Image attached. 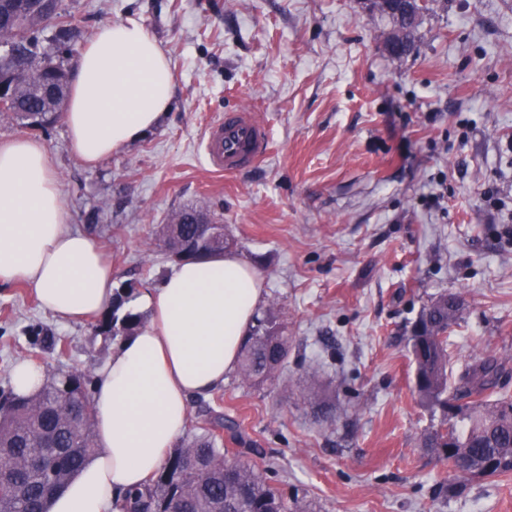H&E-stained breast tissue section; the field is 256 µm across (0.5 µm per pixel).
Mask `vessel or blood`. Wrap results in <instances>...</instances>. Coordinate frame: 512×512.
<instances>
[{
  "label": "vessel or blood",
  "mask_w": 512,
  "mask_h": 512,
  "mask_svg": "<svg viewBox=\"0 0 512 512\" xmlns=\"http://www.w3.org/2000/svg\"><path fill=\"white\" fill-rule=\"evenodd\" d=\"M267 127L255 112L240 108L226 111L205 134L209 165L220 173H233L256 165L268 153Z\"/></svg>",
  "instance_id": "b4317fda"
}]
</instances>
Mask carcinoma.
<instances>
[{
	"label": "carcinoma",
	"mask_w": 512,
	"mask_h": 512,
	"mask_svg": "<svg viewBox=\"0 0 512 512\" xmlns=\"http://www.w3.org/2000/svg\"><path fill=\"white\" fill-rule=\"evenodd\" d=\"M369 8L394 22L395 33L388 46L403 45L395 57L409 54L418 23L398 16L384 0H370ZM64 15L61 0H54L50 13L28 11V0H0V28L13 32L11 45L0 46V75L15 73L23 58L33 67L54 72L42 84L17 83L9 103L0 105L1 115L33 127L49 125L63 112L69 95L67 70L63 63H53L39 34L47 21ZM198 229L185 222L163 225L168 252L197 238ZM124 304L123 294L116 293L112 309L97 325L112 340L130 334L141 323V315ZM461 306L455 294L438 296L423 311L410 337L417 395L427 407L442 412L446 427L456 437L454 450L460 468L448 456V434L437 430L424 442L428 451L448 462L450 491L457 481L512 473V396L495 395L505 363L487 357L466 366L457 380H451L448 330L456 323ZM286 363L288 337L269 311L255 320L241 353L239 374L261 385L274 379ZM89 385L86 374L68 372L34 396L0 390V512H46L51 496L92 456L95 412ZM223 430L233 440L243 441L233 424L216 416L170 454L144 489L124 496L123 512H317L311 501L288 505L270 484L275 474L270 462L260 469L238 460L227 469L222 462L228 453L221 440ZM15 487L23 488V495H15Z\"/></svg>",
	"instance_id": "cac0c4a2"
}]
</instances>
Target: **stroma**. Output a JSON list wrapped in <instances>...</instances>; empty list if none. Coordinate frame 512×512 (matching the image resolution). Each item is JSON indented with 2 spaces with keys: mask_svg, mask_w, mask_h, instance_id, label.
Here are the masks:
<instances>
[{
  "mask_svg": "<svg viewBox=\"0 0 512 512\" xmlns=\"http://www.w3.org/2000/svg\"><path fill=\"white\" fill-rule=\"evenodd\" d=\"M430 4L414 50L395 59L394 24L366 0H64L65 67L101 24L138 14L170 60L172 110L95 166L64 120L0 116V139L44 144L69 228L103 249L129 302L173 268L159 234L173 214L222 222L263 276L259 310L277 315L288 364L273 382L233 372L192 399L177 442L213 409L244 439L225 441L230 455L274 461L273 485L321 512H512V476L442 492L448 468L422 446L442 416L414 391L409 346L430 300L459 294L454 372L497 358V390L512 396V0ZM240 107L267 124L270 151L215 172L206 129ZM39 328L64 350L34 348ZM112 347L94 321L59 323L23 282L0 283V389L20 360L50 379L96 376ZM314 383L329 416L310 400Z\"/></svg>",
  "mask_w": 512,
  "mask_h": 512,
  "instance_id": "35a3bbf8",
  "label": "stroma"
}]
</instances>
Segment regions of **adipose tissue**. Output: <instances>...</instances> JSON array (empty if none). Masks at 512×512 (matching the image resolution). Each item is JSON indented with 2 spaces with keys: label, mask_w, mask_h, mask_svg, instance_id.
Masks as SVG:
<instances>
[{
  "label": "adipose tissue",
  "mask_w": 512,
  "mask_h": 512,
  "mask_svg": "<svg viewBox=\"0 0 512 512\" xmlns=\"http://www.w3.org/2000/svg\"><path fill=\"white\" fill-rule=\"evenodd\" d=\"M174 74L140 16L102 24L75 65L66 124L79 158L95 164L160 125ZM24 280L58 321L104 312L114 273L91 238L69 229L45 146L0 141V282ZM263 297V278L231 253L176 264L144 292L145 326L112 351L92 401L96 449L48 512H115L143 488L187 424L189 401L223 386Z\"/></svg>",
  "instance_id": "1"
}]
</instances>
